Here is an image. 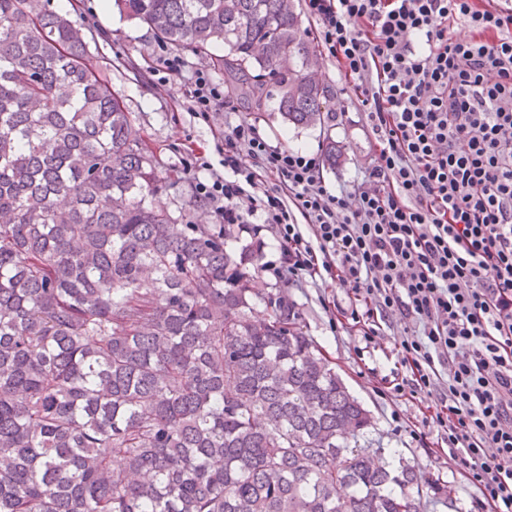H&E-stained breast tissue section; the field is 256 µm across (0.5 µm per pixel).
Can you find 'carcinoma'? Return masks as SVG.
<instances>
[{"instance_id": "carcinoma-1", "label": "carcinoma", "mask_w": 512, "mask_h": 512, "mask_svg": "<svg viewBox=\"0 0 512 512\" xmlns=\"http://www.w3.org/2000/svg\"><path fill=\"white\" fill-rule=\"evenodd\" d=\"M245 94L325 120L294 0H113ZM224 43L227 53L210 56ZM49 0H0V512H424L252 249L176 184Z\"/></svg>"}]
</instances>
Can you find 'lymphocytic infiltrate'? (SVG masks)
<instances>
[{"label": "lymphocytic infiltrate", "mask_w": 512, "mask_h": 512, "mask_svg": "<svg viewBox=\"0 0 512 512\" xmlns=\"http://www.w3.org/2000/svg\"><path fill=\"white\" fill-rule=\"evenodd\" d=\"M304 6L363 107L373 166L330 188L319 158L244 120L224 136L223 174L195 191L217 223L275 225V276L330 278L355 306L415 323L398 344L407 387L437 394L449 454L489 512H512V0ZM190 81L192 112L225 103L208 68Z\"/></svg>", "instance_id": "lymphocytic-infiltrate-1"}]
</instances>
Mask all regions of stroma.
Listing matches in <instances>:
<instances>
[{
	"label": "stroma",
	"instance_id": "obj_1",
	"mask_svg": "<svg viewBox=\"0 0 512 512\" xmlns=\"http://www.w3.org/2000/svg\"><path fill=\"white\" fill-rule=\"evenodd\" d=\"M50 6L70 14L94 36L95 55L111 59L112 89L122 98L146 146L160 160L161 174L177 171L179 183L159 196L161 205L174 217L191 224L214 223L211 205L188 204L194 195V175L185 164L201 156L212 171L222 172V157L215 146L229 126L240 120L254 124L271 144L309 154L321 153L324 135H331L342 150L336 166L324 170L326 183L332 188L352 187L374 162L375 142L363 109L355 98L341 97L336 63L318 40L309 15H302L301 21L305 38L314 50L312 66L320 82L329 88L328 110L338 114L325 130L285 124L277 113L276 98L264 99L262 107L257 108L233 93L227 98V106L211 112L209 119L197 118L189 109L188 89L192 72L206 66V59L181 50L186 68L167 83H158L153 69L159 47L147 27L120 18L115 8H102L100 0H50ZM275 283L281 285L298 311L306 334L332 362L349 391L371 412V438L379 440L388 452L403 454L417 474L429 481L423 494L425 512H485L478 489L449 455L443 430L424 422L429 396L400 395L383 382L384 376L398 366L397 345L410 328V321L396 312L375 317L376 334L368 341L346 316L350 307L347 291L335 282L299 278L279 283L264 271L255 280L262 295ZM443 486L450 489L452 504L443 503L439 494Z\"/></svg>",
	"mask_w": 512,
	"mask_h": 512
}]
</instances>
